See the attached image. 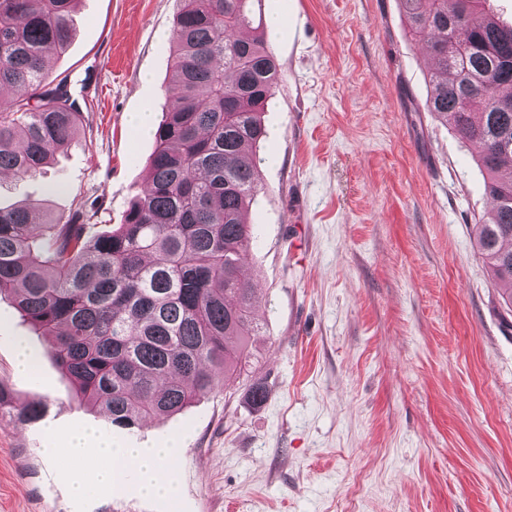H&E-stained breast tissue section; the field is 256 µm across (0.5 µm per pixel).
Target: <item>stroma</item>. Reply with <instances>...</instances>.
<instances>
[{"label":"stroma","mask_w":512,"mask_h":512,"mask_svg":"<svg viewBox=\"0 0 512 512\" xmlns=\"http://www.w3.org/2000/svg\"><path fill=\"white\" fill-rule=\"evenodd\" d=\"M281 78L257 154L261 191L244 273L257 290L255 358L237 381L119 443L181 442L178 500L135 475L74 497L72 467L43 453L100 424L77 402L46 338L0 298V386L46 402L27 424L0 415V512H512V310L476 246L491 208L479 149L427 112L428 57L398 0H262ZM177 0H80L50 63L82 94L84 122L45 174L0 179V204H76L121 223L144 185L163 120ZM41 355L14 368L13 337ZM265 388L254 403L251 388Z\"/></svg>","instance_id":"obj_1"}]
</instances>
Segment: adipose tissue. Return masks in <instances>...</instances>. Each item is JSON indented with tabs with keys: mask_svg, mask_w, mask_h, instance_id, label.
Returning a JSON list of instances; mask_svg holds the SVG:
<instances>
[{
	"mask_svg": "<svg viewBox=\"0 0 512 512\" xmlns=\"http://www.w3.org/2000/svg\"><path fill=\"white\" fill-rule=\"evenodd\" d=\"M179 452L175 441L149 450L123 448L102 434L79 429L57 438L45 454L51 459L74 461L75 466L66 477L74 495L82 496L96 488L112 489L131 469L136 471L145 494L172 498L179 490L174 469Z\"/></svg>",
	"mask_w": 512,
	"mask_h": 512,
	"instance_id": "obj_1",
	"label": "adipose tissue"
}]
</instances>
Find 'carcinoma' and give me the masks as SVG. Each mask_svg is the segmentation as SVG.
Returning a JSON list of instances; mask_svg holds the SVG:
<instances>
[{"label":"carcinoma","mask_w":512,"mask_h":512,"mask_svg":"<svg viewBox=\"0 0 512 512\" xmlns=\"http://www.w3.org/2000/svg\"><path fill=\"white\" fill-rule=\"evenodd\" d=\"M75 0H0V173L43 174L72 141L82 112L49 63L73 37ZM169 42L180 93L155 131L144 188L122 223L89 234L98 211L50 215L40 204L0 206V295L53 337L58 367L82 405L131 429L175 414L230 380L250 358L255 290L244 276L249 206L265 140L262 113L279 80L261 0H178ZM431 61L426 109L464 141L493 208L477 244L512 306V25L481 0H399ZM18 422L46 404L19 405L0 387V413Z\"/></svg>","instance_id":"obj_1"}]
</instances>
